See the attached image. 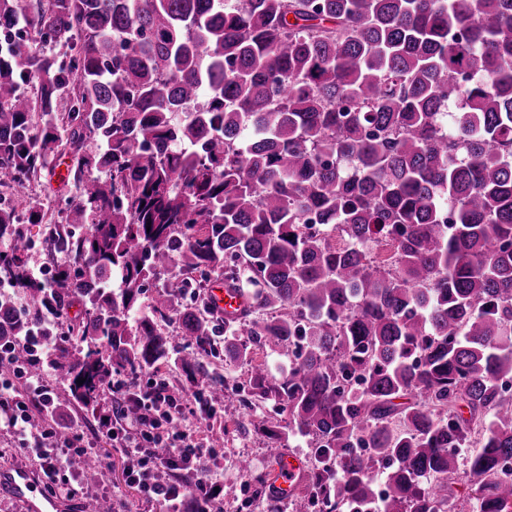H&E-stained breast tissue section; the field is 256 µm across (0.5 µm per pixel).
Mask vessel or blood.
<instances>
[{
    "instance_id": "vessel-or-blood-1",
    "label": "vessel or blood",
    "mask_w": 512,
    "mask_h": 512,
    "mask_svg": "<svg viewBox=\"0 0 512 512\" xmlns=\"http://www.w3.org/2000/svg\"><path fill=\"white\" fill-rule=\"evenodd\" d=\"M211 308L225 317L239 314L246 304L245 295L237 289L214 281L207 290ZM304 473L302 460L294 455L282 457L275 466L274 485L284 497L292 496ZM0 491L18 505L21 512H67L69 503L60 497L47 495L31 468L22 463L0 465Z\"/></svg>"
}]
</instances>
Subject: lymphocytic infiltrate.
I'll return each instance as SVG.
<instances>
[{"label":"lymphocytic infiltrate","mask_w":512,"mask_h":512,"mask_svg":"<svg viewBox=\"0 0 512 512\" xmlns=\"http://www.w3.org/2000/svg\"><path fill=\"white\" fill-rule=\"evenodd\" d=\"M69 331L61 317H45L26 336L0 342V356L11 359V375H0V435L16 438L21 451L34 453L52 494L79 496L73 483L88 456V440L77 424L61 430L54 401L57 388L47 373L31 374L27 366L67 345ZM106 394L122 403L135 401V417L102 418L99 436L112 449L136 460L125 472L126 483L142 500L167 512H224V467L214 448L204 447L189 418L196 413L206 387L176 397L155 372L116 374Z\"/></svg>","instance_id":"f902f5d3"}]
</instances>
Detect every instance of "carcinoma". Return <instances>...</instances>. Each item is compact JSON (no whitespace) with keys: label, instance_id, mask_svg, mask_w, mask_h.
<instances>
[{"label":"carcinoma","instance_id":"carcinoma-1","mask_svg":"<svg viewBox=\"0 0 512 512\" xmlns=\"http://www.w3.org/2000/svg\"><path fill=\"white\" fill-rule=\"evenodd\" d=\"M62 153L76 195L27 208L56 227L51 279L0 206V284L77 340L59 409L97 412L116 372L193 382L244 333L225 356L288 416L257 426L313 445L295 512H452L463 448L471 512H509L512 0H0V187ZM195 272L247 306L200 315ZM28 329L0 294V337Z\"/></svg>","mask_w":512,"mask_h":512}]
</instances>
